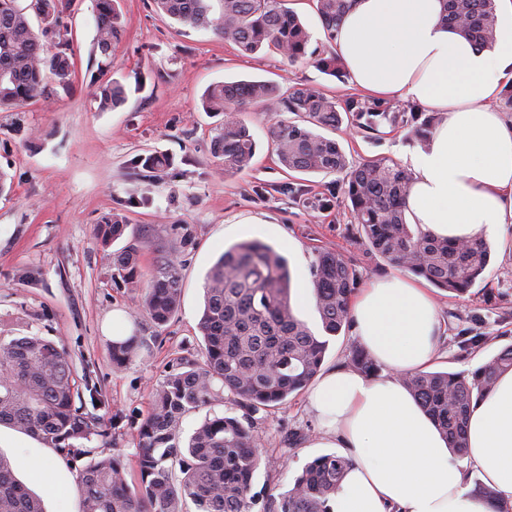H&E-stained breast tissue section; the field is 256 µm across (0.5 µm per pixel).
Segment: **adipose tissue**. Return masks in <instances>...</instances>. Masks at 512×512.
<instances>
[{
  "label": "adipose tissue",
  "instance_id": "adipose-tissue-1",
  "mask_svg": "<svg viewBox=\"0 0 512 512\" xmlns=\"http://www.w3.org/2000/svg\"><path fill=\"white\" fill-rule=\"evenodd\" d=\"M443 0H353L334 45L355 85L442 113L409 159L405 216L434 236L468 240L512 224V118L495 108L512 82V30L479 48L441 22ZM363 347L384 367L320 376L309 406L352 464L332 512H512V372L472 405L468 453L456 456L402 383L437 356L440 321L413 277L372 280L351 303ZM475 468L496 499L479 497Z\"/></svg>",
  "mask_w": 512,
  "mask_h": 512
}]
</instances>
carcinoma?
Instances as JSON below:
<instances>
[{"label":"carcinoma","instance_id":"1","mask_svg":"<svg viewBox=\"0 0 512 512\" xmlns=\"http://www.w3.org/2000/svg\"><path fill=\"white\" fill-rule=\"evenodd\" d=\"M97 50L110 55L122 35L115 0H94ZM153 0L156 12L193 29H207L235 45L245 56L263 50L290 62L308 57L309 33L288 0ZM328 38L349 7V0H313ZM72 0H31L38 18L33 27L19 0H0V110L46 99L60 88L71 89L73 71L66 38ZM442 21L469 42L485 48L502 36L496 0H444ZM315 67L340 77L345 66L335 52L317 55ZM100 105L116 109L126 101L119 79L99 86ZM261 104L279 116L269 127L279 164L288 171L346 174L345 193L365 242L387 263L433 286L463 295L484 279L491 250L481 236L467 242L437 238L411 227L405 197L411 173L375 158L351 167L340 143L320 130H335L347 117L365 136L410 119L415 135L429 141L442 117L396 112L379 102L349 98L340 104L318 88L300 85L281 91L265 81H232L211 86L206 110L224 113V127L213 153L224 160V174H239L251 165L257 143L238 112ZM290 112L301 119L281 117ZM102 240L121 237L127 225L117 216L103 220ZM122 277H138L136 250L114 257ZM357 286L352 264L324 249L313 266L315 309L323 335L315 334L294 312L287 259L258 240L224 250L205 278V304L199 322L203 363L169 371L151 394V411L137 429L138 482L128 484L116 456L94 459L79 474L81 512H181L184 498L199 512H331V503L350 467L349 458L326 454L307 463L288 491L261 497L253 492L260 465L253 414L285 404L320 372L329 346L351 323L350 303ZM181 296L180 276L167 256L152 274L140 303L154 326L166 325ZM155 337L134 333L110 343L112 367L128 366ZM350 363L375 376L379 367L364 349ZM512 371V346L470 371H427L402 378L410 394L438 427L451 450L467 453L472 403ZM87 377H78L66 352L43 336L0 337V425L39 439L62 453L77 454L75 443L99 434L98 416L77 404ZM230 394L242 416L215 414L185 440L181 423L190 411ZM180 476H175L174 469ZM0 512H44L40 498L15 478L0 456Z\"/></svg>","mask_w":512,"mask_h":512}]
</instances>
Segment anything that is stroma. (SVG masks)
Listing matches in <instances>:
<instances>
[{"label":"stroma","instance_id":"35a3bbf8","mask_svg":"<svg viewBox=\"0 0 512 512\" xmlns=\"http://www.w3.org/2000/svg\"><path fill=\"white\" fill-rule=\"evenodd\" d=\"M125 23L109 68L94 48L92 0H73L67 37L73 89L12 112H0V336L38 334L67 352L77 374L87 375L88 412L100 419L101 435L83 443L79 455H56L64 493L46 492L21 455L47 448L12 427L0 426V455L15 477L42 498L45 512H81L78 476L91 453L120 457L128 482H136V429L149 411L150 393L172 364L197 361L203 338L207 272L225 247L259 240L288 261L292 304L299 318L318 328L311 288L319 250L340 251L353 265L359 288L394 268L371 252L356 233L339 174L285 171L268 137L273 112L252 106L243 119L256 143L251 167L228 176L212 141L224 125L220 112L201 106L204 92L224 81H271L281 88H319L337 102L359 96L350 77L319 72L311 61L289 62L275 53L240 55L207 30H195L158 14L151 0H117ZM120 79L125 104L104 110L97 78ZM350 164L384 157L408 166L421 143L410 127L396 126L381 138L352 127L334 133ZM164 155L171 165L148 170L141 161ZM120 214L127 229L103 242L99 223ZM484 280L466 295L432 289L445 324L436 370L468 371L512 345V230L491 238ZM137 246L142 276L126 284L112 264L114 253ZM177 256L181 280L178 309L155 331L137 296L145 291L158 258ZM123 311L134 330L156 335L148 352L113 369L108 345L112 313ZM307 392L256 414L261 462L258 492L287 491L306 463L320 456L311 445L319 426ZM297 435V447L284 445Z\"/></svg>","mask_w":512,"mask_h":512}]
</instances>
